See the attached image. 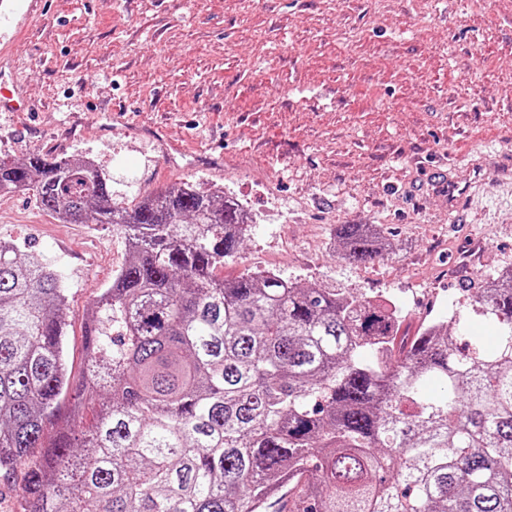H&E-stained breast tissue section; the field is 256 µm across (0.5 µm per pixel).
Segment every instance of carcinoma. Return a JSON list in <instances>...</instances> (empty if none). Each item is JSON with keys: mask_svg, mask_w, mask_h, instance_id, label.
<instances>
[{"mask_svg": "<svg viewBox=\"0 0 512 512\" xmlns=\"http://www.w3.org/2000/svg\"><path fill=\"white\" fill-rule=\"evenodd\" d=\"M17 191L127 245L77 388L60 275L0 240V471L27 464L25 512H512V267L471 298L493 346L436 321L399 347L387 298L220 277L249 231L220 190L122 207L96 166L32 154L0 159ZM336 241L358 263L392 249L373 224Z\"/></svg>", "mask_w": 512, "mask_h": 512, "instance_id": "obj_1", "label": "carcinoma"}]
</instances>
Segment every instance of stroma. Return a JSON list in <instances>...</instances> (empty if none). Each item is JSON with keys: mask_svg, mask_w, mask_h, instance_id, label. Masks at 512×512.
Listing matches in <instances>:
<instances>
[{"mask_svg": "<svg viewBox=\"0 0 512 512\" xmlns=\"http://www.w3.org/2000/svg\"><path fill=\"white\" fill-rule=\"evenodd\" d=\"M9 33L32 109L0 112V157H92L123 206L222 189L254 216L224 276L391 299L406 337L431 320L460 341L496 334L455 309L512 266V179L494 170L512 151V0H17ZM155 124L182 153L144 135ZM440 172L468 193L450 201ZM337 224L378 225L394 249L353 263ZM0 239L62 275L81 380L87 310L123 236L56 223L17 192Z\"/></svg>", "mask_w": 512, "mask_h": 512, "instance_id": "stroma-1", "label": "stroma"}]
</instances>
